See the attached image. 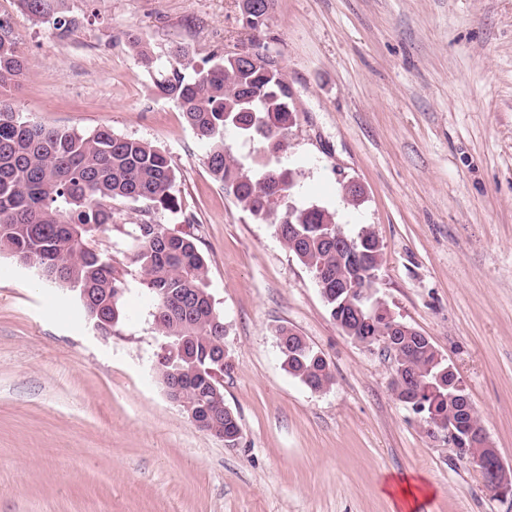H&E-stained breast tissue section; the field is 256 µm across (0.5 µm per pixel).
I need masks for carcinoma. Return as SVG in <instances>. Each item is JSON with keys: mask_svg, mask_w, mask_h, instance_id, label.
<instances>
[{"mask_svg": "<svg viewBox=\"0 0 512 512\" xmlns=\"http://www.w3.org/2000/svg\"><path fill=\"white\" fill-rule=\"evenodd\" d=\"M62 0H20L22 8L52 25L58 37L80 24L55 9ZM128 41L152 76L160 97L176 102L184 123L205 149V164L215 181L254 218L275 227L288 250L312 273L329 276L322 297L331 318L349 336L368 346L391 340V382L396 398L424 418L430 430L453 429L471 447L481 421L465 390L448 381V362L418 331L367 296L372 282L366 267L351 260L357 250L374 264L383 247L369 230L336 239L332 213L292 204L297 172L272 159L286 147L292 124V91L277 65L258 52L253 62L216 52L202 66L192 64L189 48L171 47L176 64L166 66L134 33ZM26 67L10 19L0 15V91L16 83ZM233 129L257 141L263 161L244 169L228 152L224 133ZM177 174L159 148L100 127L90 133L44 125L14 111L0 96V253L35 261L46 279L74 292L92 327L110 336L124 318L125 280L112 256L93 242L114 224L116 202L140 203L147 211L176 214ZM132 259L153 300L154 324L168 346L171 363L161 379L180 378L187 400L205 402L217 378L228 369L226 329L207 288V265L194 237L166 229L150 219L135 225ZM278 348L288 373L313 392L329 389L334 376L323 353L293 329L277 330ZM224 420V435L240 428L228 406L209 404Z\"/></svg>", "mask_w": 512, "mask_h": 512, "instance_id": "obj_1", "label": "carcinoma"}]
</instances>
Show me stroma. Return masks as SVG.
<instances>
[{
	"mask_svg": "<svg viewBox=\"0 0 512 512\" xmlns=\"http://www.w3.org/2000/svg\"><path fill=\"white\" fill-rule=\"evenodd\" d=\"M68 37L0 0L28 64L8 98L44 124L114 133L165 152L189 234L224 316L229 446L170 402L159 337L131 258L144 214L122 203L97 248L126 280V318L98 335L72 293L0 253V512H392L387 479L417 476L421 512H512L443 434L396 400L390 361L346 336L273 227L210 175L177 105L130 47H189L195 64L248 41L238 0H66ZM294 97L282 157L295 202L374 232L376 295L451 363L512 465V0H275L265 32ZM354 182L363 194L346 199ZM286 326L334 375L307 389L283 364Z\"/></svg>",
	"mask_w": 512,
	"mask_h": 512,
	"instance_id": "obj_1",
	"label": "stroma"
}]
</instances>
